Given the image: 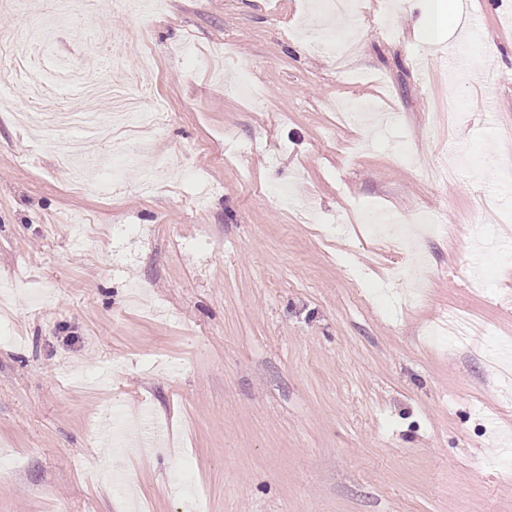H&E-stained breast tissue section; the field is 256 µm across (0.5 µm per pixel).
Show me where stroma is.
<instances>
[{
  "mask_svg": "<svg viewBox=\"0 0 512 512\" xmlns=\"http://www.w3.org/2000/svg\"><path fill=\"white\" fill-rule=\"evenodd\" d=\"M379 2L104 0L55 26L74 64L126 42L117 78L168 115L107 195L0 69V512H121L105 462L149 512H185L181 468L197 512H512V0H456L438 40L429 0ZM429 212L448 233L416 235L418 275L369 225ZM116 407L160 449L119 454Z\"/></svg>",
  "mask_w": 512,
  "mask_h": 512,
  "instance_id": "35a3bbf8",
  "label": "stroma"
}]
</instances>
